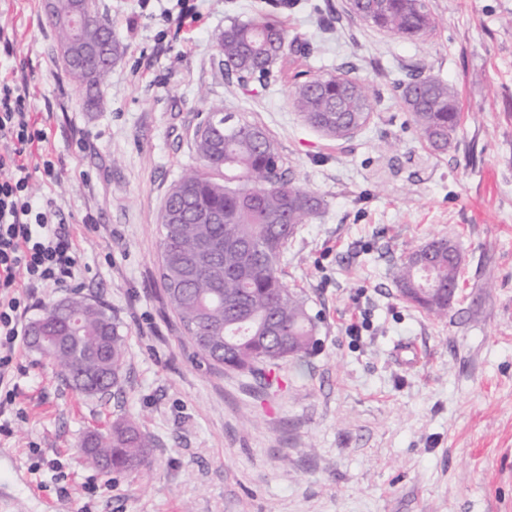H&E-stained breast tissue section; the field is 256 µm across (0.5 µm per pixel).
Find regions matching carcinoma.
Wrapping results in <instances>:
<instances>
[{"mask_svg": "<svg viewBox=\"0 0 512 512\" xmlns=\"http://www.w3.org/2000/svg\"><path fill=\"white\" fill-rule=\"evenodd\" d=\"M93 20L86 42L122 55L112 39L107 15L88 0ZM362 20L413 40L436 32L440 21L427 0H367ZM222 65L240 75L265 79L287 60L288 35L264 17L234 22L215 34ZM112 67L92 65L69 73L87 102ZM419 137L443 153L461 124L457 92L436 76L409 74L395 82ZM380 95L366 79L336 75L294 83L292 105L303 121L338 143L369 122ZM214 108L194 132L200 166L183 174L168 193L160 214L159 272L170 308L197 355L215 370L265 379L279 361L306 357L316 344V318L305 299L282 281L288 241L314 217L323 199L286 176L276 141L259 125L233 123L224 116V136L211 131ZM220 213L224 223L210 222ZM459 274V252L445 237L408 250L393 271L399 295L422 312L448 317V283ZM40 318L53 348L41 353L63 380L87 397L120 388L126 366V340L102 304L73 293L45 308ZM154 439L132 418L112 424L108 433L82 440L88 462L107 463L106 472L133 471L149 463Z\"/></svg>", "mask_w": 512, "mask_h": 512, "instance_id": "1", "label": "carcinoma"}]
</instances>
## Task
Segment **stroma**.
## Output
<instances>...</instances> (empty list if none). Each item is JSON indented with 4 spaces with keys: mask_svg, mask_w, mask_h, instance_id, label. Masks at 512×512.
I'll list each match as a JSON object with an SVG mask.
<instances>
[{
    "mask_svg": "<svg viewBox=\"0 0 512 512\" xmlns=\"http://www.w3.org/2000/svg\"><path fill=\"white\" fill-rule=\"evenodd\" d=\"M427 2L441 27L410 41L347 0H96L123 54L91 106L56 63L43 0H0L14 45L0 72L22 66L50 129L42 149L62 162L55 184L33 173L32 195L56 201L90 267L38 293L27 317L77 290L107 305L127 344L122 391L101 399L23 348L0 512H512V0ZM191 7L201 20L178 29ZM254 17L310 52L243 84L213 34ZM298 71L369 80L381 101L336 144L295 112ZM414 71L459 93L447 153L420 141L393 86ZM214 106L263 126L296 183L324 200L282 261L318 344L281 361L268 389L196 355L158 274L165 197L197 165L194 131ZM442 236L461 249L463 297L437 320L392 277L404 252ZM404 342L418 352L410 367ZM124 418L154 438L151 469L88 466L83 436Z\"/></svg>",
    "mask_w": 512,
    "mask_h": 512,
    "instance_id": "stroma-1",
    "label": "stroma"
}]
</instances>
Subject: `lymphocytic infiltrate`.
I'll list each match as a JSON object with an SVG mask.
<instances>
[{
	"label": "lymphocytic infiltrate",
	"mask_w": 512,
	"mask_h": 512,
	"mask_svg": "<svg viewBox=\"0 0 512 512\" xmlns=\"http://www.w3.org/2000/svg\"><path fill=\"white\" fill-rule=\"evenodd\" d=\"M48 133L34 118L25 84L0 76V434L10 433L5 408L15 394L4 382L14 368L15 349L26 335L25 317L36 292L60 288L76 277L78 243L65 228L52 199L35 202L33 173L60 178L49 157L33 150Z\"/></svg>",
	"instance_id": "lymphocytic-infiltrate-1"
}]
</instances>
